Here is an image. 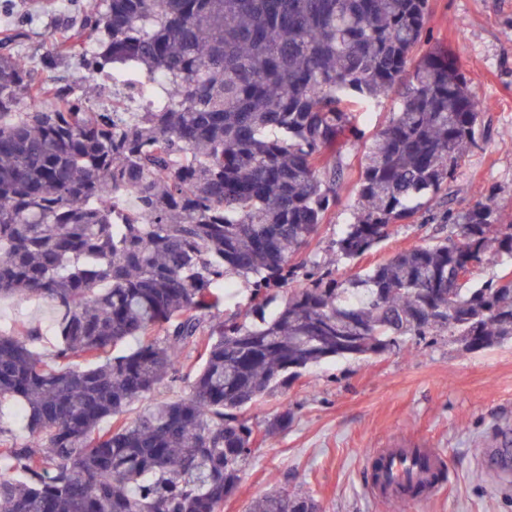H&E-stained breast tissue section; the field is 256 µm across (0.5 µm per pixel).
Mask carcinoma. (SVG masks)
Returning a JSON list of instances; mask_svg holds the SVG:
<instances>
[{
  "label": "carcinoma",
  "mask_w": 512,
  "mask_h": 512,
  "mask_svg": "<svg viewBox=\"0 0 512 512\" xmlns=\"http://www.w3.org/2000/svg\"><path fill=\"white\" fill-rule=\"evenodd\" d=\"M427 14L428 0H101L42 64L79 58L109 106L42 80L19 52L26 26L0 33V297L46 300L56 339L44 355L32 330L0 332V408L40 444L0 414V512H219L255 452L245 410L290 377L408 336L512 339V270L459 279L512 262V216L492 193L462 210L443 194L485 106ZM125 66L159 79L166 104L113 94ZM388 95L337 256H363L432 201L442 236L339 280L307 250L358 107ZM235 277L252 280V305L201 336ZM188 348L190 396L127 421ZM445 480L441 461L395 500ZM249 512L317 506L274 489Z\"/></svg>",
  "instance_id": "carcinoma-1"
}]
</instances>
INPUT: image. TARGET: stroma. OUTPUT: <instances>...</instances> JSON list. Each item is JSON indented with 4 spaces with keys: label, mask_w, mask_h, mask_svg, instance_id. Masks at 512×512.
Listing matches in <instances>:
<instances>
[{
    "label": "stroma",
    "mask_w": 512,
    "mask_h": 512,
    "mask_svg": "<svg viewBox=\"0 0 512 512\" xmlns=\"http://www.w3.org/2000/svg\"><path fill=\"white\" fill-rule=\"evenodd\" d=\"M52 9L27 15L23 0H0V27L27 22L23 54L40 59L47 35L75 19L73 0H49ZM427 28L433 42L452 50L486 102L482 134L471 148L448 195L463 208L493 192L512 212V0H429ZM362 144L347 143L339 199L321 224L309 251L344 279L395 253L436 237L434 224L395 226L391 236L361 258L338 260L334 243L357 199ZM35 331L44 354L55 349L53 311L36 298L0 299V330L17 325ZM197 354L184 353L185 371L168 378L132 407L139 414L158 401L188 398L187 371ZM289 409L286 431L264 435L268 418ZM257 451L236 492L220 512H246L273 484L312 497L320 512H391L387 500L370 494L368 454L381 448H432L444 460L448 479L438 493L405 512H512V480L490 476L481 462L490 448L512 440V341L466 351L444 336L408 338L403 350L361 359H333L303 370L286 394L245 411Z\"/></svg>",
    "instance_id": "1"
}]
</instances>
